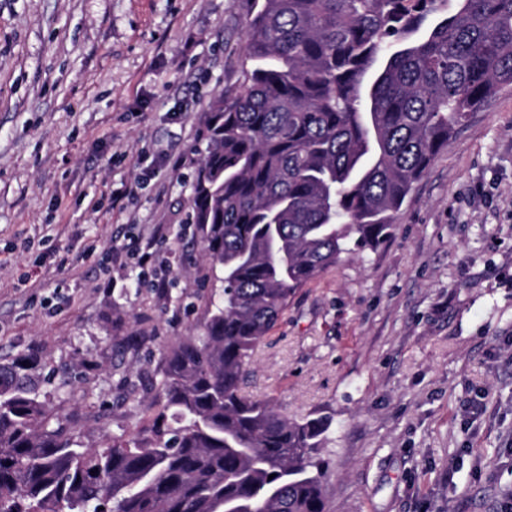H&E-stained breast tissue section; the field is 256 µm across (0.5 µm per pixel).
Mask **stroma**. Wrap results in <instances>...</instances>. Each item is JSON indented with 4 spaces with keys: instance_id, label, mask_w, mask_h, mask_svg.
Returning a JSON list of instances; mask_svg holds the SVG:
<instances>
[{
    "instance_id": "stroma-1",
    "label": "stroma",
    "mask_w": 512,
    "mask_h": 512,
    "mask_svg": "<svg viewBox=\"0 0 512 512\" xmlns=\"http://www.w3.org/2000/svg\"><path fill=\"white\" fill-rule=\"evenodd\" d=\"M248 0H0V360L100 448L150 421L209 264L186 227L205 115L252 66ZM392 238L288 303L245 394L325 416L327 512H501L512 495V87L470 113ZM152 244L151 288L111 245Z\"/></svg>"
}]
</instances>
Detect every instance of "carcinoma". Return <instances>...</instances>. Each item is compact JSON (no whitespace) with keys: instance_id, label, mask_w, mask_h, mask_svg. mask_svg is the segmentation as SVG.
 Segmentation results:
<instances>
[{"instance_id":"cac0c4a2","label":"carcinoma","mask_w":512,"mask_h":512,"mask_svg":"<svg viewBox=\"0 0 512 512\" xmlns=\"http://www.w3.org/2000/svg\"><path fill=\"white\" fill-rule=\"evenodd\" d=\"M245 50L254 68L207 112L188 215L220 299L163 352L132 440L76 447L37 359L0 362V512H326L330 424L243 378L288 299L389 238L457 127L512 85V0H251Z\"/></svg>"}]
</instances>
